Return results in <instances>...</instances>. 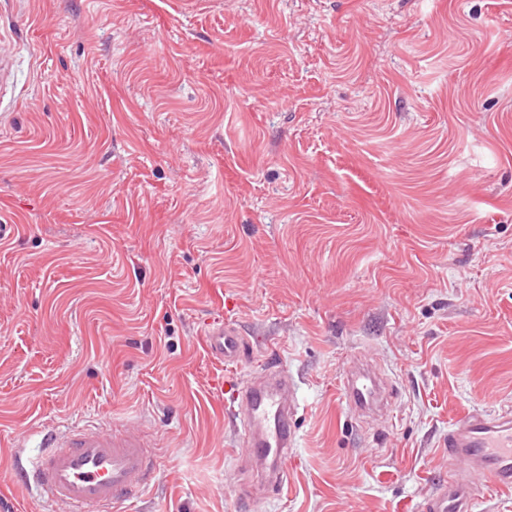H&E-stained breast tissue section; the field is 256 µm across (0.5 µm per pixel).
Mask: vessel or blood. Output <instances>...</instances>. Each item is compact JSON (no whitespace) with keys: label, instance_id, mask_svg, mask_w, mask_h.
Masks as SVG:
<instances>
[{"label":"vessel or blood","instance_id":"1","mask_svg":"<svg viewBox=\"0 0 512 512\" xmlns=\"http://www.w3.org/2000/svg\"><path fill=\"white\" fill-rule=\"evenodd\" d=\"M202 344L213 360L227 364L243 361L249 351L246 336L228 319L205 328ZM341 391L353 412L364 413L383 408L388 387L365 361L344 373ZM299 409L296 383L281 368L230 388L229 411L244 449L238 460L245 475L240 501L287 486ZM446 445L448 478L423 500L420 512H473L485 488L512 491L511 409L466 412L449 427ZM157 467L135 430L75 427L46 434L41 455L18 478L35 484L65 512H116L143 496Z\"/></svg>","mask_w":512,"mask_h":512}]
</instances>
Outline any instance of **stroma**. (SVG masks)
<instances>
[{
  "label": "stroma",
  "mask_w": 512,
  "mask_h": 512,
  "mask_svg": "<svg viewBox=\"0 0 512 512\" xmlns=\"http://www.w3.org/2000/svg\"><path fill=\"white\" fill-rule=\"evenodd\" d=\"M192 2L0 0V512H62L12 463L113 422L160 461L119 512H419L512 408V0ZM272 362L297 439L246 506L224 382ZM202 344L206 353L216 361L236 363L248 356L249 342L243 336L234 321L225 319L224 322L209 325L202 332ZM388 390L389 387L378 378L373 365L366 361L345 372L341 381L346 404L354 413L383 408Z\"/></svg>",
  "instance_id": "stroma-1"
}]
</instances>
